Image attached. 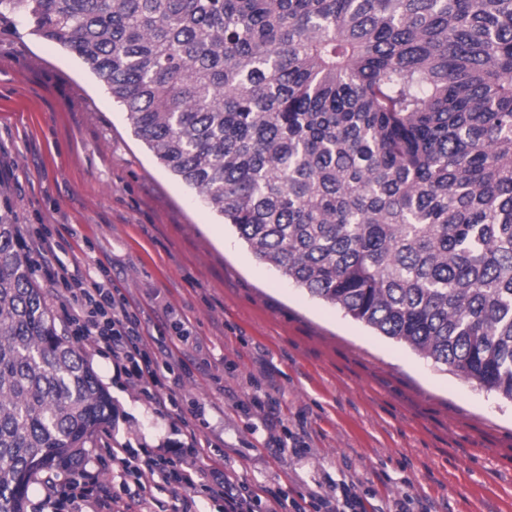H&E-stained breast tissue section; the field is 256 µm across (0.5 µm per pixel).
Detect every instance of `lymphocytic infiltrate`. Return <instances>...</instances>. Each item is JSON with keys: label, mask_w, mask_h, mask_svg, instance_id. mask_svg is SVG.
Returning a JSON list of instances; mask_svg holds the SVG:
<instances>
[{"label": "lymphocytic infiltrate", "mask_w": 512, "mask_h": 512, "mask_svg": "<svg viewBox=\"0 0 512 512\" xmlns=\"http://www.w3.org/2000/svg\"><path fill=\"white\" fill-rule=\"evenodd\" d=\"M18 235L28 251L50 262L51 283L66 312L71 334L92 338L96 345L104 347L128 385L154 410L164 412L176 406L177 394L164 383L163 377L173 371L177 361L172 356L158 360L143 333L139 313L132 309L125 295L109 282H97L91 275L72 272L58 260L56 244L50 235L32 232L24 226L19 227ZM112 460L121 465L124 475L140 480L136 497L113 492V512H134L135 507L146 502L152 493L151 485L141 480L146 472L158 477L174 494L182 489L203 488L209 499L223 502L224 512H302L301 508H290L287 495L278 489H267L261 496L249 486L228 479L205 484L197 470L162 458H142L127 448H114Z\"/></svg>", "instance_id": "1"}]
</instances>
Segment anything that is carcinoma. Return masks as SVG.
I'll return each mask as SVG.
<instances>
[{"label": "carcinoma", "instance_id": "1", "mask_svg": "<svg viewBox=\"0 0 512 512\" xmlns=\"http://www.w3.org/2000/svg\"><path fill=\"white\" fill-rule=\"evenodd\" d=\"M259 261L512 401V0H0ZM112 399L0 214V512Z\"/></svg>", "mask_w": 512, "mask_h": 512}]
</instances>
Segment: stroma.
<instances>
[{"mask_svg":"<svg viewBox=\"0 0 512 512\" xmlns=\"http://www.w3.org/2000/svg\"><path fill=\"white\" fill-rule=\"evenodd\" d=\"M45 227L79 272L102 271L142 311V326L184 361L167 378L178 405L156 413L111 357L78 340L112 398V418L77 475L41 474L27 512H112L123 473L119 442L200 469L282 489L342 497L354 512H512V401L438 369L312 298L259 262L227 225L162 168L131 133L123 108L77 58L0 13V206ZM190 321L180 338L174 320ZM276 402L274 429L239 402ZM195 416L193 429L182 417ZM306 448L297 452L293 438ZM205 444L193 454L192 442ZM147 512H224L201 489L155 490Z\"/></svg>","mask_w":512,"mask_h":512,"instance_id":"35a3bbf8","label":"stroma"}]
</instances>
